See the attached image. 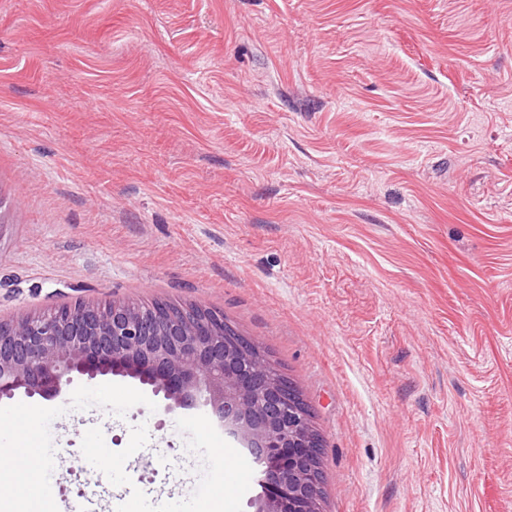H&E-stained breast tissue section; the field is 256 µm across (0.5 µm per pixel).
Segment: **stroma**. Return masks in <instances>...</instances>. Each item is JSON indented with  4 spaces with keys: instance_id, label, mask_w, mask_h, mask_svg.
Masks as SVG:
<instances>
[{
    "instance_id": "1",
    "label": "stroma",
    "mask_w": 512,
    "mask_h": 512,
    "mask_svg": "<svg viewBox=\"0 0 512 512\" xmlns=\"http://www.w3.org/2000/svg\"><path fill=\"white\" fill-rule=\"evenodd\" d=\"M156 300L298 388L321 512H512V0H0V317ZM212 420L78 379L0 446L43 512H251ZM30 457L20 458L14 450L0 448V473L1 479L6 474L18 481H25L36 477L37 465ZM20 460H24V467H20ZM30 480V481H31Z\"/></svg>"
}]
</instances>
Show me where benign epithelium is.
I'll use <instances>...</instances> for the list:
<instances>
[{
  "mask_svg": "<svg viewBox=\"0 0 512 512\" xmlns=\"http://www.w3.org/2000/svg\"><path fill=\"white\" fill-rule=\"evenodd\" d=\"M76 375L134 378L163 395L170 410L209 407L273 489L250 502L253 512H310L323 494L322 439L295 386L276 378L221 312L82 302L0 319V400L20 390L54 400Z\"/></svg>",
  "mask_w": 512,
  "mask_h": 512,
  "instance_id": "benign-epithelium-1",
  "label": "benign epithelium"
}]
</instances>
